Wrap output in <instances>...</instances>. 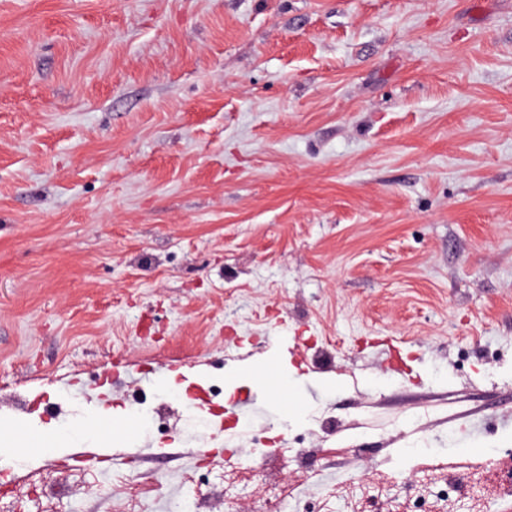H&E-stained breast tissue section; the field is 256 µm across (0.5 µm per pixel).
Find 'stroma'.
<instances>
[{
  "mask_svg": "<svg viewBox=\"0 0 512 512\" xmlns=\"http://www.w3.org/2000/svg\"><path fill=\"white\" fill-rule=\"evenodd\" d=\"M267 362L293 413L206 399ZM170 378L147 512L255 430L330 512L512 448V0H0V416Z\"/></svg>",
  "mask_w": 512,
  "mask_h": 512,
  "instance_id": "stroma-1",
  "label": "stroma"
}]
</instances>
